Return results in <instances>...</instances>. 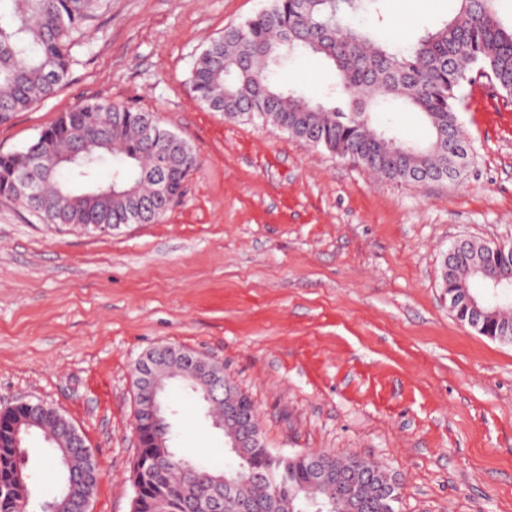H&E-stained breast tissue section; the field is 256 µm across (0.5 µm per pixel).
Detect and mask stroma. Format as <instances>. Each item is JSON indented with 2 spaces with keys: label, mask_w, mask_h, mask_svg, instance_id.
I'll return each mask as SVG.
<instances>
[{
  "label": "stroma",
  "mask_w": 512,
  "mask_h": 512,
  "mask_svg": "<svg viewBox=\"0 0 512 512\" xmlns=\"http://www.w3.org/2000/svg\"><path fill=\"white\" fill-rule=\"evenodd\" d=\"M269 0H106L57 95L0 124L22 149L79 103L155 115L193 148L184 195L157 222L91 234L0 196V410L43 401L99 464L91 512H131L134 365L172 345L224 365L254 401L268 447L378 463L401 512H512V343L448 308L440 273L468 238L512 242V97L484 77L457 104L461 179L381 178L270 125L202 106L190 78L210 40ZM394 0L357 24L409 41L455 0ZM174 449L238 468L196 400L170 392ZM38 501L60 490L40 439Z\"/></svg>",
  "instance_id": "obj_1"
}]
</instances>
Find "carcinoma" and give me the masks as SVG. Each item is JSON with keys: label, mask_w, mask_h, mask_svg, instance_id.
Here are the masks:
<instances>
[{"label": "carcinoma", "mask_w": 512, "mask_h": 512, "mask_svg": "<svg viewBox=\"0 0 512 512\" xmlns=\"http://www.w3.org/2000/svg\"><path fill=\"white\" fill-rule=\"evenodd\" d=\"M454 15L406 49L393 51L363 29L344 23L347 14L379 12V0H271L269 7L224 31L202 52L191 72L196 99L230 119L260 120L312 147L346 156L377 174L405 180L414 172L439 178L448 152L466 142L456 103L472 65L479 66L512 95V24L499 17L497 0H456ZM104 0H0V124L54 97L73 62L77 36L96 17ZM300 53L320 55L337 70L339 81L315 99L272 74ZM396 101L427 122L426 143L396 141L372 126L371 112ZM122 170L112 181L96 174L107 159ZM196 155L186 140L153 115L111 101L82 103L63 113L20 151L0 154V195L39 214L46 224H151L149 210L132 216L135 203L152 202L158 180L169 185L171 200L182 195ZM39 186L31 197L19 191L21 179ZM497 276L512 269L509 252L466 241L448 252L441 274L448 298L471 288L472 271ZM487 331L512 342V298H504L483 318ZM196 354L162 361L156 379L203 401L208 418L223 415V395L204 401L193 389ZM136 424L142 448L132 473L134 512L198 510L203 490L182 475L172 440L158 442L145 404ZM71 422L47 405L24 404L0 415V512H46L36 503L31 479L13 482V464L25 456V442L40 436L61 467L56 504L81 512L97 484L96 462L72 437ZM318 457L348 482L312 483L311 459ZM235 497L222 512H399L393 481L377 465L357 458L308 451L283 456L269 448H248L230 476Z\"/></svg>", "instance_id": "obj_1"}]
</instances>
